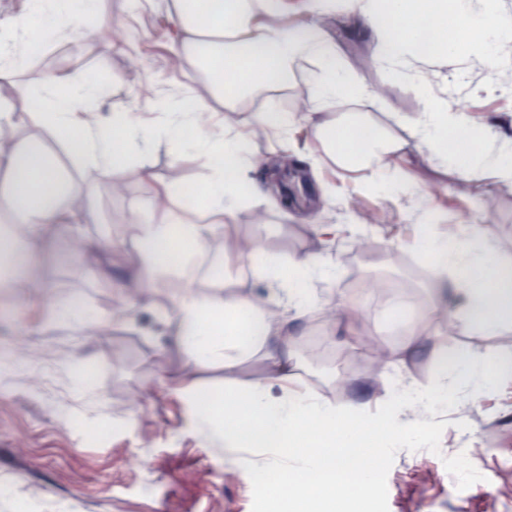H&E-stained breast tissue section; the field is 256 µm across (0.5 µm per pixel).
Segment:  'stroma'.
I'll return each mask as SVG.
<instances>
[{
  "mask_svg": "<svg viewBox=\"0 0 512 512\" xmlns=\"http://www.w3.org/2000/svg\"><path fill=\"white\" fill-rule=\"evenodd\" d=\"M97 7L125 19L128 44L107 57L92 47L78 58L65 45L44 47L18 86L6 90L26 112L28 131H36L37 118L29 113L26 91L49 71L78 66L105 80L107 112L120 105L152 115L150 94L143 88L147 82L162 94L195 89L197 66L172 62L171 48L182 32L166 0H99ZM329 33L350 68L384 91L382 101L365 110V118L390 137L409 140L407 126L418 108L413 85L375 65L369 30L339 18ZM430 74L447 85L452 105H467L477 116L497 115L500 133L512 135V88L487 84L484 74L459 56L435 63ZM145 165L157 181L177 191L204 187L203 159L176 155L166 142L156 144ZM324 165L322 180L305 164L291 166L294 196L286 211L251 194L231 226L237 235L260 237L268 252L285 258L311 248L308 222L358 224L364 211L385 214L383 223L369 227V256L355 255L356 244L345 233L332 246L335 278L315 283L320 304L299 319L293 377L274 385V394L308 390L334 406L354 409L380 392L383 371L353 352L340 361L341 347L323 343L324 330L317 322L339 299L357 304L359 335L382 345L423 386L433 384L441 352L471 347L512 354L509 324L486 333L434 321L431 336L406 348L405 331L415 312L432 306V276L415 245L417 207L383 191L366 192L363 173L339 168L329 158ZM140 167L127 164L109 176L85 174L101 215L98 223L84 225L86 238L130 240V225H110L106 219L113 213L136 218L151 210ZM414 174L425 192L434 193L447 224L456 228L466 220L486 219L495 237L512 241V185L487 176L446 178L425 162ZM442 180L447 190L435 192ZM488 198L494 205L482 210ZM70 237V226H56L50 250L39 258L42 287H27L11 268L0 267V352L20 350L41 363L37 369L29 365L0 376V512H272L266 483L249 474L259 449L228 454L223 444L194 430L201 401L223 392L227 374L220 366L188 368L185 352L167 343L163 321L183 291L179 272L158 269L152 280L154 305L132 306L124 286L125 268L135 260L132 248L114 250L107 266L90 258L77 266ZM372 274L393 284L395 298L383 299L371 288L353 291L354 282ZM219 280L257 301L268 296L254 268L225 255L199 260L190 285L206 299ZM55 296L83 302L93 310L95 325L78 329L55 320L48 313ZM80 362L96 365L100 391L77 400L71 385ZM177 372L182 375L178 381L173 378ZM417 431L430 447L401 448L374 461V512H512V397L463 399L445 418L424 417ZM462 463L467 472L461 477L457 468Z\"/></svg>",
  "mask_w": 512,
  "mask_h": 512,
  "instance_id": "35a3bbf8",
  "label": "stroma"
}]
</instances>
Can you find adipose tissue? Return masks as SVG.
<instances>
[{
	"mask_svg": "<svg viewBox=\"0 0 512 512\" xmlns=\"http://www.w3.org/2000/svg\"><path fill=\"white\" fill-rule=\"evenodd\" d=\"M0 38V129L24 123L5 88L16 85L27 66L34 41L82 46L85 15L72 0H12ZM173 17L184 37L175 44V60L198 64L204 80L187 108L181 96L164 98L162 120H149L118 108L101 115L100 85L72 68L44 76L29 102L37 111L43 134L0 136V238L17 245V271L27 282L41 278L37 257L51 243L59 224L96 222L92 195L82 186L81 170L106 175L132 161H141L161 141L178 153L204 158L208 170L202 201L185 196L173 209L174 190L143 178L152 190L153 214L136 219L135 249L139 255L127 271L132 302L153 305L149 281L156 267L166 264L174 228H181L193 250L181 268L203 256L229 254L256 267L273 290L263 306L223 294L205 300L193 290L180 295L173 315L165 317V334L187 354L191 367L209 363L232 365L256 349H265L267 378L244 392L227 386L222 400L207 403L196 422L199 435L222 441L225 447L250 445L271 449L251 470L263 479L288 468L296 480L284 495L293 501L317 492L321 483L339 472L360 473L363 486L373 483L375 458L412 442V415L446 413L464 397L480 398L498 380L512 379V357L461 351L456 362L441 366L432 386L424 387L387 363L384 386L376 404L385 408L372 417L369 407L350 412L333 408L311 392L273 395V384L287 381L293 370L294 342L289 319L315 303L313 284L326 275L330 245L342 230L338 224H314L313 249L281 258L268 253L260 239L241 249L230 236L249 183L245 140L238 125L250 126L299 147L309 133L323 147L313 155V168L324 158L362 170L371 178L386 176L390 189L408 200L421 197L412 171L420 161L459 177L488 175L512 184V137L496 136L488 121L477 122L448 104L447 89L433 84L422 65L460 53L472 66L491 68L489 82L500 81L512 67V20L478 9L474 0H171ZM308 14L306 25L289 23L290 12ZM348 12L375 36L377 62L411 78L419 98L410 134L418 153L402 141L383 140L378 128L353 112L338 111L340 103L364 97V79L350 70L325 24ZM307 56L319 65L309 80L311 94L305 111L248 112L256 96L273 98L287 89L288 68ZM224 105L209 111V101ZM204 220H197V212ZM418 248L430 262L436 281L450 290L449 326L491 332L512 324V252L489 233L487 224L467 225L462 233H442L440 210L427 201L418 219Z\"/></svg>",
	"mask_w": 512,
	"mask_h": 512,
	"instance_id": "1",
	"label": "adipose tissue"
}]
</instances>
